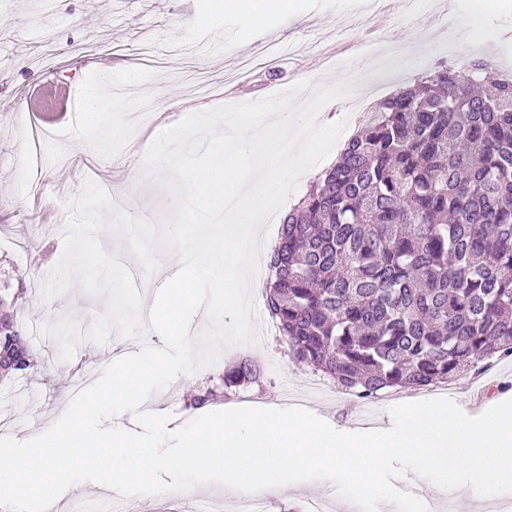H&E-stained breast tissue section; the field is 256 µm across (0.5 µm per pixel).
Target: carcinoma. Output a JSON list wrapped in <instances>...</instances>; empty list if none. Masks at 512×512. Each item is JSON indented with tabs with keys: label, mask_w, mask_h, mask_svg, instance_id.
Segmentation results:
<instances>
[{
	"label": "carcinoma",
	"mask_w": 512,
	"mask_h": 512,
	"mask_svg": "<svg viewBox=\"0 0 512 512\" xmlns=\"http://www.w3.org/2000/svg\"><path fill=\"white\" fill-rule=\"evenodd\" d=\"M269 268L288 356L360 400L512 357V79L474 55L381 99L289 211ZM34 366L0 319V372ZM259 377L243 360L224 389Z\"/></svg>",
	"instance_id": "obj_1"
}]
</instances>
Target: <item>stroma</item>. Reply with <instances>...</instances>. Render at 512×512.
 <instances>
[{"label": "stroma", "instance_id": "35a3bbf8", "mask_svg": "<svg viewBox=\"0 0 512 512\" xmlns=\"http://www.w3.org/2000/svg\"><path fill=\"white\" fill-rule=\"evenodd\" d=\"M225 0H0V269L12 275L21 291L10 312L28 336L36 366L24 379H0V437L25 440L48 429L71 399L89 387L128 344L159 347L162 337L145 330L135 340L111 335L103 344L88 333L105 315L104 295L86 293L71 282L62 294L45 297L54 268L39 258L42 245L62 241L67 205L80 197L86 181L115 188L131 186L130 208L104 214L103 248L144 267L140 293L154 303L175 269L159 236L171 216L172 190L165 172L142 174L145 143L157 132L146 122L138 135L128 133L129 112L141 100L179 123L184 114L217 108L219 102H250L287 92L299 81L329 84L341 68L326 66L319 44L336 27L362 15L365 0H290L287 12L259 23L225 9ZM449 18L454 40L465 51H480L490 31H512V0H453ZM312 49L298 54L300 43ZM266 48L265 67L239 71L241 61ZM55 80L75 93L99 85L104 119L121 134L103 148L99 128L55 125L40 142L38 167H31V133L38 118L28 101L42 97L43 85ZM252 299L256 314L249 341L225 347L223 353L184 374L157 397L179 422L197 418L186 400L194 390L217 383L225 369L248 359L260 370L259 383L224 399L230 409L249 402L260 407H300L339 428L391 426V406L405 401L447 397L458 405L470 399L471 373L421 390H389L372 413L364 403L327 384L312 392V372L294 363L278 331L267 330L262 291ZM397 488H423L420 500L440 512H497L496 503L473 506L463 489L426 490L415 473L396 480Z\"/></svg>", "mask_w": 512, "mask_h": 512}]
</instances>
